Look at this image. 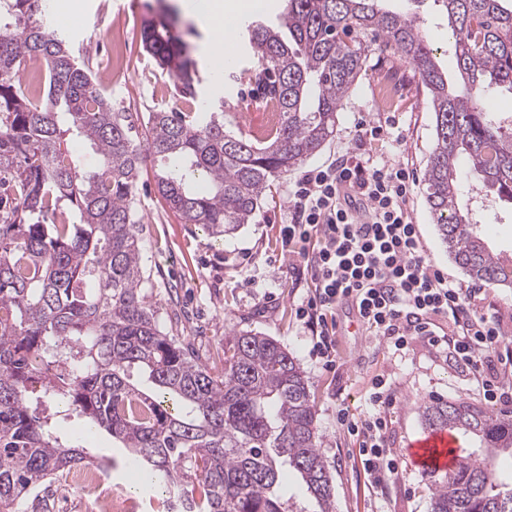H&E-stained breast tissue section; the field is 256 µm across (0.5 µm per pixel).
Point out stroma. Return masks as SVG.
<instances>
[{"mask_svg":"<svg viewBox=\"0 0 512 512\" xmlns=\"http://www.w3.org/2000/svg\"><path fill=\"white\" fill-rule=\"evenodd\" d=\"M62 2L50 0V21L71 48L80 49L81 59L114 108L142 116L160 110L198 112L217 104L229 115L259 112L255 85L240 75L242 69L254 65L246 38H238L235 59L225 67L221 80H214L212 57L217 47L213 36L203 21L182 11V0H71L77 14L68 22L61 14ZM167 5L178 9L173 32L188 43L201 76L193 99L182 97L177 79L160 69L141 43L143 20ZM389 5L422 21L441 65L452 70L447 18L433 0H389ZM119 20L124 23L128 69L116 77L107 56L113 25ZM362 122L396 127L399 136L357 141L356 126ZM434 144V115L412 66L376 52L344 98L334 136L302 163L300 171L346 154L408 165L417 181L407 208L419 226L422 245L450 282L468 288L472 281L449 256L426 202L422 177ZM156 169L154 162L146 163L134 198L140 219L141 262L149 278L145 293L160 326L170 335L188 337L202 362L218 372L224 369V338L232 332L255 330L276 339L307 376L322 436L320 451L333 476L336 512H429L434 476L415 467L408 452L410 444L426 433L419 406L432 398L486 406L479 379L452 364L445 353L419 344L395 353L383 338L355 328L346 307L337 313L342 331L336 337L335 365L324 366L313 355L312 332L296 316L312 283L281 256L279 241V228L288 218L289 191L299 171L272 183L251 223L231 236L216 238L199 225L181 223L157 190ZM248 274L253 275L254 285H245ZM379 375L394 390L395 403L386 411V445L399 465L397 475L380 489L361 468L355 438L336 420L340 407L353 417L366 413L371 382ZM60 426L66 435L82 437L83 447L93 454L112 458L109 481L113 492L137 501L138 512H153L152 505L162 500V491L140 488L139 476L127 468L123 451L113 447L105 431L83 438L85 420L74 414L61 419Z\"/></svg>","mask_w":512,"mask_h":512,"instance_id":"stroma-1","label":"stroma"}]
</instances>
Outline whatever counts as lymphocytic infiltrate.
<instances>
[{
    "instance_id": "obj_1",
    "label": "lymphocytic infiltrate",
    "mask_w": 512,
    "mask_h": 512,
    "mask_svg": "<svg viewBox=\"0 0 512 512\" xmlns=\"http://www.w3.org/2000/svg\"><path fill=\"white\" fill-rule=\"evenodd\" d=\"M415 183L401 163L342 159L305 171L289 193V222L280 228L281 253L306 269L313 293L299 315L313 328L312 350L333 360V331L327 318L357 294L359 313L392 348L412 343L449 351L455 363L482 382L487 399H503L512 374V329L499 312L479 311L477 288L454 286L423 249L406 201ZM448 323L439 330L437 321ZM372 413L342 426L356 437L365 474L375 484L396 472L385 446L386 408L394 403L386 379L369 395Z\"/></svg>"
}]
</instances>
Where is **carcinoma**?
I'll return each mask as SVG.
<instances>
[{
	"label": "carcinoma",
	"instance_id": "obj_1",
	"mask_svg": "<svg viewBox=\"0 0 512 512\" xmlns=\"http://www.w3.org/2000/svg\"><path fill=\"white\" fill-rule=\"evenodd\" d=\"M385 0H286L278 23L246 29L250 71L277 123L257 140L226 130L224 105L205 116L151 112L133 135L48 22L45 0H0V512H31L81 465L108 473L57 432L43 405L63 404L102 427L143 480L190 499L194 512H287L278 486L293 470L314 505L333 512V477L320 452L317 412L295 357L253 330L224 338V372L161 330L143 293L133 191L145 158L183 223L227 236L249 223L270 182L333 136L343 97L379 50L407 61L427 91L436 144L424 185L438 235L480 286L512 288V255L491 250L462 202L475 181L486 207L512 204V6L507 0H433L448 18L454 86L419 20ZM143 48L195 97L196 69L162 17L144 19ZM30 61L46 66L47 99L26 88ZM88 143L86 170L67 146ZM44 400L31 405L30 386ZM425 428L471 434L480 452L433 480L431 512H512V410L451 400L420 404Z\"/></svg>",
	"mask_w": 512,
	"mask_h": 512
}]
</instances>
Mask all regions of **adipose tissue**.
Instances as JSON below:
<instances>
[{
	"mask_svg": "<svg viewBox=\"0 0 512 512\" xmlns=\"http://www.w3.org/2000/svg\"><path fill=\"white\" fill-rule=\"evenodd\" d=\"M264 0H196L190 13L201 15L211 33L220 43L214 66L223 69L234 48V21L241 15L262 10Z\"/></svg>",
	"mask_w": 512,
	"mask_h": 512,
	"instance_id": "1",
	"label": "adipose tissue"
}]
</instances>
